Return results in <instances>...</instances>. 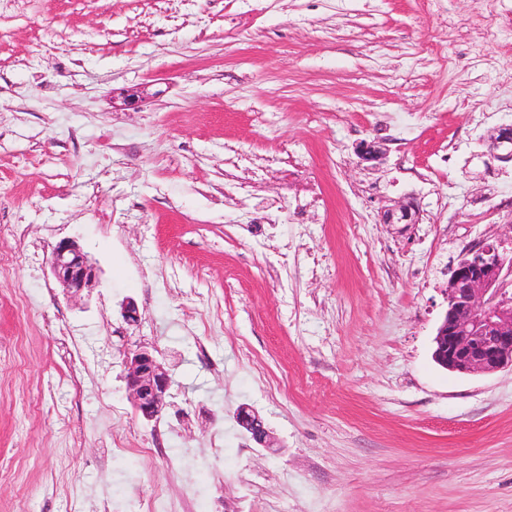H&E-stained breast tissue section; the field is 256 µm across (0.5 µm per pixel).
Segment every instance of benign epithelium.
<instances>
[{
    "label": "benign epithelium",
    "mask_w": 512,
    "mask_h": 512,
    "mask_svg": "<svg viewBox=\"0 0 512 512\" xmlns=\"http://www.w3.org/2000/svg\"><path fill=\"white\" fill-rule=\"evenodd\" d=\"M486 156L512 162V126L497 128V138ZM420 209L415 199L381 211L384 224H417ZM507 239L481 241L461 252L448 267L444 290L447 309L433 338L434 361L461 374H493L512 369V248ZM50 267L54 278L74 296L92 287L96 268L76 241L64 238L52 248ZM126 389L135 413L147 421L158 418L171 387L163 364L145 348L123 360ZM239 426L264 448L274 438L253 408L237 412Z\"/></svg>",
    "instance_id": "7a95c632"
}]
</instances>
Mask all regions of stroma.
Segmentation results:
<instances>
[{
	"label": "stroma",
	"mask_w": 512,
	"mask_h": 512,
	"mask_svg": "<svg viewBox=\"0 0 512 512\" xmlns=\"http://www.w3.org/2000/svg\"><path fill=\"white\" fill-rule=\"evenodd\" d=\"M498 11L0 8V344L22 346L0 359V512H136L158 489L174 512H512V371L431 357L445 267L512 233V164L478 161L512 124ZM410 197L419 223H380ZM64 238L97 269L79 297L50 271ZM141 346L173 380L151 422L124 381ZM239 426L248 432L252 439L264 448H274V438L264 426L260 415L253 408L242 406L237 412Z\"/></svg>",
	"instance_id": "35a3bbf8"
}]
</instances>
